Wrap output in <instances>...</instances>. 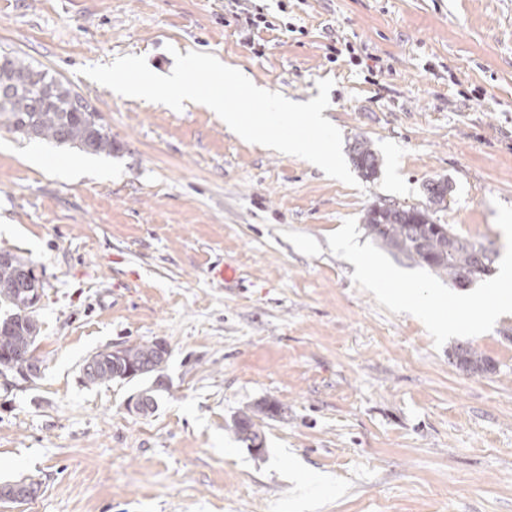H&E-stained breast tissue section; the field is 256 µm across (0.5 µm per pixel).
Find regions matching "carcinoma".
Returning a JSON list of instances; mask_svg holds the SVG:
<instances>
[{
    "instance_id": "carcinoma-1",
    "label": "carcinoma",
    "mask_w": 512,
    "mask_h": 512,
    "mask_svg": "<svg viewBox=\"0 0 512 512\" xmlns=\"http://www.w3.org/2000/svg\"><path fill=\"white\" fill-rule=\"evenodd\" d=\"M96 109L74 91L69 84L49 70L35 66L18 56L0 57V127L29 141L48 140L70 145L87 153H112L116 149L112 136L102 122L90 116ZM353 160L365 179L377 175L375 153L365 141L353 147ZM430 213L426 207L404 205H374L364 215L368 233L392 252L402 254L448 275L455 285L468 278L479 279L492 271L494 251L452 232L448 225L443 231L421 222L420 213ZM22 258L0 265V307L8 314L0 318V352L13 354V374L26 377V355L35 349L40 324L29 296L16 287L17 266ZM149 346L127 345V364L143 365ZM449 357L469 367L474 374L486 373L490 360L467 344H458ZM234 428L250 443L260 439L252 417L246 413L234 419Z\"/></svg>"
}]
</instances>
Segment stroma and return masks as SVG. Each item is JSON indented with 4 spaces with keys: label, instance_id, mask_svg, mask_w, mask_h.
Wrapping results in <instances>:
<instances>
[{
    "label": "stroma",
    "instance_id": "obj_1",
    "mask_svg": "<svg viewBox=\"0 0 512 512\" xmlns=\"http://www.w3.org/2000/svg\"><path fill=\"white\" fill-rule=\"evenodd\" d=\"M225 0H0V54L43 66L97 109L112 154L0 128V249L42 286L37 379L0 380V483L40 490L0 512H298L293 476L327 478L314 512H512V315L443 336L374 286L447 275L368 235L374 204L425 206L498 256L512 211V0H257L276 28L256 54ZM336 44V62L326 59ZM214 54L297 102L334 82L343 148L378 156L358 187L240 140L200 104L176 111L82 75L123 55L150 69ZM372 54L374 70L351 61ZM375 260L360 276L351 251ZM236 269L224 284L222 266ZM163 340L160 374L91 385L121 342ZM466 343L494 364L448 359ZM163 379L157 409L128 402ZM280 412L265 413V403ZM252 415L264 451L233 428Z\"/></svg>",
    "mask_w": 512,
    "mask_h": 512
}]
</instances>
